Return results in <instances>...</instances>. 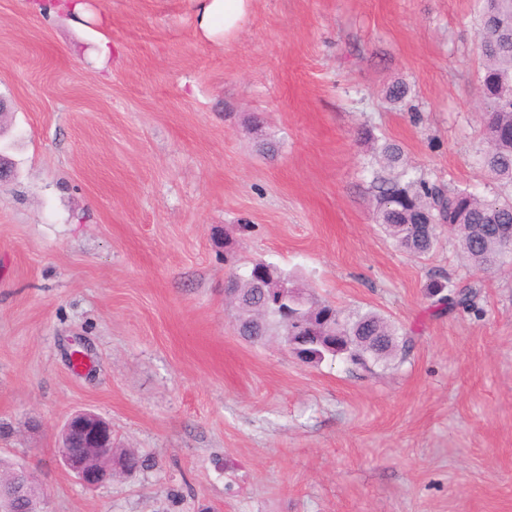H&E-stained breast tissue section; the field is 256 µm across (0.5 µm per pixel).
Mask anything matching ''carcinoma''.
I'll list each match as a JSON object with an SVG mask.
<instances>
[{
	"label": "carcinoma",
	"instance_id": "1",
	"mask_svg": "<svg viewBox=\"0 0 512 512\" xmlns=\"http://www.w3.org/2000/svg\"><path fill=\"white\" fill-rule=\"evenodd\" d=\"M479 39L483 72L479 77L486 104L484 129L488 147L479 158L482 175L499 183L501 193L491 199L464 189H449L404 160L403 149L383 143L375 149L372 162L379 165L372 180L375 220L395 243L406 251L423 256L448 227L468 261L479 270H491L512 254L504 245L499 229L512 225V0H480ZM296 284L283 271L276 272L266 287H258L250 272L235 275L229 291L235 294L234 318L241 336L262 343L279 336L284 343L298 341L296 325L284 319L280 307L267 292L278 295L282 286ZM436 305L470 309L477 286L448 288L441 280L429 285ZM311 327L313 339L308 361L320 363L341 359L352 368L370 372L376 365H388L396 356L398 337L403 332L381 314L368 310L348 315L335 306L306 296L299 310Z\"/></svg>",
	"mask_w": 512,
	"mask_h": 512
}]
</instances>
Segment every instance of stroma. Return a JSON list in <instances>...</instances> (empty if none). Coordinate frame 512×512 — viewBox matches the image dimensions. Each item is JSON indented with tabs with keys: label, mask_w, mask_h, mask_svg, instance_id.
I'll return each instance as SVG.
<instances>
[{
	"label": "stroma",
	"mask_w": 512,
	"mask_h": 512,
	"mask_svg": "<svg viewBox=\"0 0 512 512\" xmlns=\"http://www.w3.org/2000/svg\"><path fill=\"white\" fill-rule=\"evenodd\" d=\"M33 2L0 0V459L49 512H512V265L447 231L397 248L368 167L390 140L499 193L479 0H253L216 43L193 0ZM258 261L412 348L370 375L244 340L224 288ZM434 279L479 284L475 309L438 312ZM78 410L150 467L77 483Z\"/></svg>",
	"instance_id": "obj_1"
}]
</instances>
